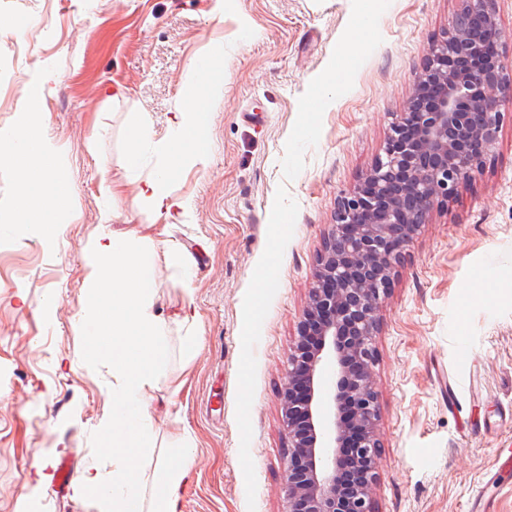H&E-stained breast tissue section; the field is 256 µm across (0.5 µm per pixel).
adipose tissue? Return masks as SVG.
<instances>
[{
	"label": "adipose tissue",
	"instance_id": "obj_1",
	"mask_svg": "<svg viewBox=\"0 0 512 512\" xmlns=\"http://www.w3.org/2000/svg\"><path fill=\"white\" fill-rule=\"evenodd\" d=\"M224 66L222 48H212L196 82L185 90V108L175 113L171 136L159 145L163 163L141 181L138 195L158 214L188 216L186 204L168 189L184 167L205 162L210 151L208 115L203 95L220 96ZM39 102H32L18 125L0 129V152L9 159L17 187L13 208L0 213V224H36L54 234L70 202L63 181L51 178L56 149L41 132ZM92 268L79 326L86 332L84 360L88 366L112 370V412L97 428L101 446L112 458V471L85 469L74 486L76 497L95 512H178L181 490L191 471L193 439L184 436L173 459L153 477H145L139 455L152 430L143 398L158 382L169 356L167 320L155 310V256L124 233L101 231L90 253Z\"/></svg>",
	"mask_w": 512,
	"mask_h": 512
}]
</instances>
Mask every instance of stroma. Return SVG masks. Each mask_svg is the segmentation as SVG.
I'll return each mask as SVG.
<instances>
[{"label": "stroma", "mask_w": 512, "mask_h": 512, "mask_svg": "<svg viewBox=\"0 0 512 512\" xmlns=\"http://www.w3.org/2000/svg\"><path fill=\"white\" fill-rule=\"evenodd\" d=\"M0 0V129L42 92V132L70 189L51 238L0 226V512H94L72 490L35 485L36 464L111 465L96 444L112 378L88 367L78 315L101 230L156 255V307L171 355L146 388L153 477L184 436L195 442L179 512H285L288 434L280 394L336 203L382 154L455 0ZM224 96L209 102L210 155L171 183L181 224L137 195L125 134L148 118L170 134L214 43ZM319 111L309 105L318 94ZM497 150L455 201L431 214L382 300L373 367L380 412L374 512H469L512 448V99ZM187 251L192 276L172 265ZM196 319L200 346L180 353Z\"/></svg>", "instance_id": "stroma-1"}]
</instances>
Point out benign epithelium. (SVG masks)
<instances>
[{
  "label": "benign epithelium",
  "instance_id": "obj_1",
  "mask_svg": "<svg viewBox=\"0 0 512 512\" xmlns=\"http://www.w3.org/2000/svg\"><path fill=\"white\" fill-rule=\"evenodd\" d=\"M444 39L428 54L383 155L338 200L324 238L315 287L299 323L281 391L290 438L283 463L286 512H373L379 407L372 378L379 311L403 251L430 214L483 170L500 139L503 99L512 98L505 32L497 0H456ZM483 17L494 33L491 52L458 25ZM352 407L357 472L343 488L339 448Z\"/></svg>",
  "mask_w": 512,
  "mask_h": 512
}]
</instances>
